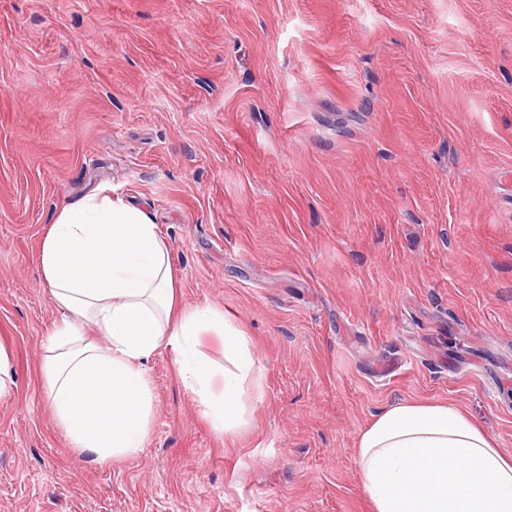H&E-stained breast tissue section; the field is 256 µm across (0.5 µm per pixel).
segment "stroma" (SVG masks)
Here are the masks:
<instances>
[{"instance_id":"1","label":"stroma","mask_w":512,"mask_h":512,"mask_svg":"<svg viewBox=\"0 0 512 512\" xmlns=\"http://www.w3.org/2000/svg\"><path fill=\"white\" fill-rule=\"evenodd\" d=\"M101 188L255 358L214 432L172 350L138 457L39 380L38 252ZM0 512H372L360 431L452 402L512 454V0H0Z\"/></svg>"}]
</instances>
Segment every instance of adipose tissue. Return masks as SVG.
<instances>
[{
	"mask_svg": "<svg viewBox=\"0 0 512 512\" xmlns=\"http://www.w3.org/2000/svg\"><path fill=\"white\" fill-rule=\"evenodd\" d=\"M39 265L62 314L42 358V390L79 453H141L153 412L145 364L165 347L215 432L244 424L254 374L247 338L214 306L177 310L168 246L144 210L103 192L63 206ZM207 334L221 337L223 360L204 351ZM355 464L374 512H512V454L449 403L379 410L359 434Z\"/></svg>",
	"mask_w": 512,
	"mask_h": 512,
	"instance_id": "1",
	"label": "adipose tissue"
}]
</instances>
